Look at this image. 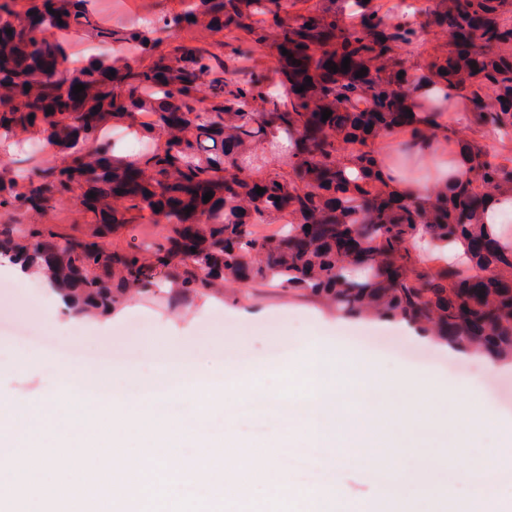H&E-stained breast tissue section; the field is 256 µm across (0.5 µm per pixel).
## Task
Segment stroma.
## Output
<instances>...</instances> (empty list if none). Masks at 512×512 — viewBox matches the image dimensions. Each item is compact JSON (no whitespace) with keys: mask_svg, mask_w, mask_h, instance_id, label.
<instances>
[{"mask_svg":"<svg viewBox=\"0 0 512 512\" xmlns=\"http://www.w3.org/2000/svg\"><path fill=\"white\" fill-rule=\"evenodd\" d=\"M175 6V0H125L121 10L103 6L98 14L107 26L133 27L140 14L160 16ZM48 308L56 310L60 324L46 323L43 312ZM16 319L35 335V342L17 341L12 332ZM310 336L319 338V346L307 344ZM28 351L39 354L41 364L0 373V395L21 396L34 408L45 396L62 392L51 377L55 364L68 363L90 372L109 369L122 378L115 387L119 393L145 384L160 385L169 412L156 416L157 431L200 417L211 437L233 449L253 442L258 434L265 446L275 447L289 425L285 418L266 421L239 414L233 399L242 392L263 398L281 395L286 375L304 368L316 367L319 374L335 380L356 381L365 376L380 387L391 369L400 366L429 377L441 390L479 372L494 418L477 449L496 459L512 442V434L504 428L512 420L511 368L479 367L470 355L430 341L403 323L339 317L309 292L264 281L235 283L213 296L174 299L159 274L153 286L133 294L100 323L75 317L49 286L23 280L19 266L0 263V358ZM174 360L185 370L208 376L207 386L219 391L220 400L189 407L188 395L196 384L169 382ZM65 395L79 409L112 407L95 391ZM425 446L453 464L452 469L434 470L427 478L452 486L454 494L444 512H456L473 493L472 486L458 482L455 475L465 460L453 455L447 435L426 441ZM336 479L353 492L350 512H387L384 491L358 468L345 466Z\"/></svg>","mask_w":512,"mask_h":512,"instance_id":"obj_1","label":"stroma"}]
</instances>
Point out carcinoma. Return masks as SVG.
Masks as SVG:
<instances>
[{"label": "carcinoma", "instance_id": "1", "mask_svg": "<svg viewBox=\"0 0 512 512\" xmlns=\"http://www.w3.org/2000/svg\"><path fill=\"white\" fill-rule=\"evenodd\" d=\"M347 2L178 0L153 25L105 28L91 0H0V257L42 273L76 315L110 314L158 273L182 296L257 278L512 361V247L484 222L492 197L512 196V158L492 161L474 140L468 180L412 197L374 150L407 129L454 136L442 112L413 126L415 70L467 96L478 130L512 134V0H424L399 16L355 0L350 23ZM76 34L112 52L72 68ZM430 35L432 52L412 61ZM111 128L149 148L122 155ZM29 137L53 162L20 167L6 148L22 154ZM70 199L85 227L41 222ZM128 224L162 226L150 256L108 246Z\"/></svg>", "mask_w": 512, "mask_h": 512}]
</instances>
